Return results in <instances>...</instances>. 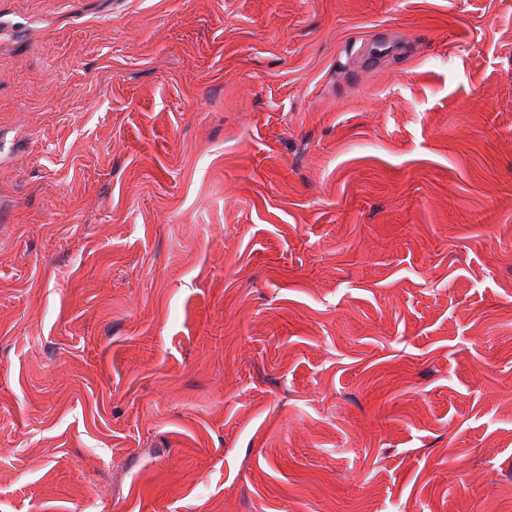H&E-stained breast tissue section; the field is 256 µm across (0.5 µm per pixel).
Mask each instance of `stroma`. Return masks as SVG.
Listing matches in <instances>:
<instances>
[{"label": "stroma", "mask_w": 512, "mask_h": 512, "mask_svg": "<svg viewBox=\"0 0 512 512\" xmlns=\"http://www.w3.org/2000/svg\"><path fill=\"white\" fill-rule=\"evenodd\" d=\"M0 512H512V0H0Z\"/></svg>", "instance_id": "1"}]
</instances>
